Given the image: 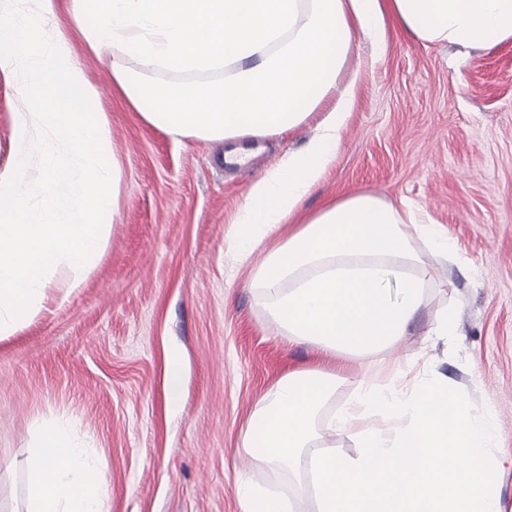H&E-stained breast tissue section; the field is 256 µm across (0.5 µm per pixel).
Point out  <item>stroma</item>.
<instances>
[{
    "mask_svg": "<svg viewBox=\"0 0 512 512\" xmlns=\"http://www.w3.org/2000/svg\"><path fill=\"white\" fill-rule=\"evenodd\" d=\"M61 31L110 120L118 209L82 287L65 291L58 274L45 308L0 341V512H24L21 462L49 420L99 455L110 512H243L246 485L315 512L303 473L272 475L241 446L263 393L316 351L270 322L250 286L263 255L233 265L229 231L250 186L313 135L320 114L229 168L227 143L142 123L113 94L111 61L88 50L69 16ZM339 81L354 83L353 109L301 214L362 192L416 204L447 230L456 250L427 256V305L381 376L447 375L453 392L494 414L512 452V41L425 47L392 28L380 56L356 39ZM20 95L0 75V171L12 164ZM449 310L452 336H433ZM174 352L184 399L171 414L164 368Z\"/></svg>",
    "mask_w": 512,
    "mask_h": 512,
    "instance_id": "stroma-1",
    "label": "stroma"
}]
</instances>
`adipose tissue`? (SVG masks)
Returning <instances> with one entry per match:
<instances>
[{
  "mask_svg": "<svg viewBox=\"0 0 512 512\" xmlns=\"http://www.w3.org/2000/svg\"><path fill=\"white\" fill-rule=\"evenodd\" d=\"M65 12L93 54L116 57L115 88L146 124L230 142L226 161L245 157L241 140L286 133L321 113L307 144L249 190L230 236L243 263L294 219L336 158L353 105L337 78L354 34L385 47L390 18L424 45L512 40V0H0V74L23 90L15 161L0 173V340L41 311L58 271H67V288L82 285L104 253L119 193L110 121L94 109L99 92L56 33ZM124 56L221 78L155 83L121 66ZM40 147L43 174L34 181ZM417 237L435 253L454 250L415 211L356 194L309 216L254 271L271 321L289 341L312 344L317 358L265 393L245 453L293 472L320 431L362 447L354 458H312L319 512H506L495 475L512 454L498 444L492 413L475 411L441 374L409 388L371 378L378 355L425 305L429 273ZM341 356L360 363L348 379L353 396L322 427ZM25 470L27 512H109L98 458L61 423L40 426Z\"/></svg>",
  "mask_w": 512,
  "mask_h": 512,
  "instance_id": "obj_1",
  "label": "adipose tissue"
}]
</instances>
